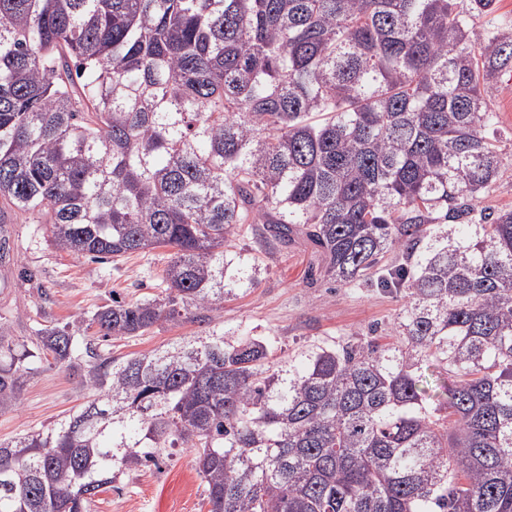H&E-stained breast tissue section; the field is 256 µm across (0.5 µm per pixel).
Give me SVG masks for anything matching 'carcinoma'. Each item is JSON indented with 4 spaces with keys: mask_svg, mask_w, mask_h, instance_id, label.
I'll return each mask as SVG.
<instances>
[{
    "mask_svg": "<svg viewBox=\"0 0 512 512\" xmlns=\"http://www.w3.org/2000/svg\"><path fill=\"white\" fill-rule=\"evenodd\" d=\"M495 3L0 0V198L48 217L67 254L173 249L164 295L112 300L102 337L254 286L229 249L247 224L272 249L305 235L339 285L408 298L397 344L276 365L222 330L117 360L68 324L33 352L0 323V411L48 355L86 359L91 392L0 444V512H89L178 447L209 512H512V209L471 204L505 165L487 89L512 71V20ZM461 223L464 240L444 228Z\"/></svg>",
    "mask_w": 512,
    "mask_h": 512,
    "instance_id": "cac0c4a2",
    "label": "carcinoma"
}]
</instances>
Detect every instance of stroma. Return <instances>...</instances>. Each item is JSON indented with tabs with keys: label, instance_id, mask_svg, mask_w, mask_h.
<instances>
[{
	"label": "stroma",
	"instance_id": "stroma-1",
	"mask_svg": "<svg viewBox=\"0 0 512 512\" xmlns=\"http://www.w3.org/2000/svg\"><path fill=\"white\" fill-rule=\"evenodd\" d=\"M489 95L503 133L506 159L499 179L474 202L475 210L512 208V72L498 76ZM0 232L9 253L0 261V321L19 342L33 344L50 325L76 324V336L97 334L91 319L112 299L128 302L159 295L162 271L172 251L156 248L116 262H99L58 251L43 217L0 200ZM233 250L258 263L254 287L235 291L210 314V325L186 319L162 324L138 337L106 343L114 357L162 350L204 333L206 327L229 336H252L268 343L270 359L280 362L312 344L336 343L376 331L388 342L406 299L402 294L360 284L344 288L316 275L320 256L305 238L268 250L254 228L232 238ZM89 391L81 370L38 363L28 376L16 408L0 412V443L19 434L46 431L84 405ZM192 449L178 448L159 466L122 474L96 497L90 512H208Z\"/></svg>",
	"mask_w": 512,
	"mask_h": 512
}]
</instances>
